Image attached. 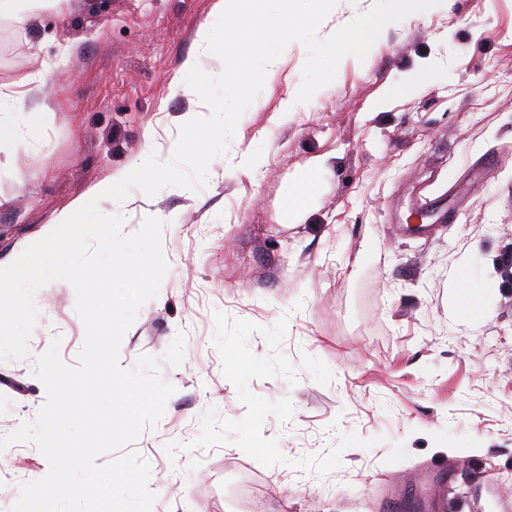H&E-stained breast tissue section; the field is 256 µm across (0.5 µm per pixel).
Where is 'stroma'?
I'll return each instance as SVG.
<instances>
[{
	"label": "stroma",
	"instance_id": "1",
	"mask_svg": "<svg viewBox=\"0 0 512 512\" xmlns=\"http://www.w3.org/2000/svg\"><path fill=\"white\" fill-rule=\"evenodd\" d=\"M219 14L218 0L0 14V85L47 78L44 108L1 119L25 134L0 143L1 262L178 138L199 103L180 69ZM306 57L293 42L270 65L204 187L99 204L127 234L150 212L176 218L159 293L118 357L131 370L185 336L182 364L161 366L176 388L163 417L130 445L151 466L153 512H512V0H443L391 24L279 116ZM253 148L266 163L249 173L233 159ZM319 156V190L289 222L288 188ZM420 192L453 220L420 223ZM34 299L27 357L0 362V437L45 404L34 371L52 341L70 366L84 343L69 283ZM4 453L11 512L49 465L32 443Z\"/></svg>",
	"mask_w": 512,
	"mask_h": 512
}]
</instances>
